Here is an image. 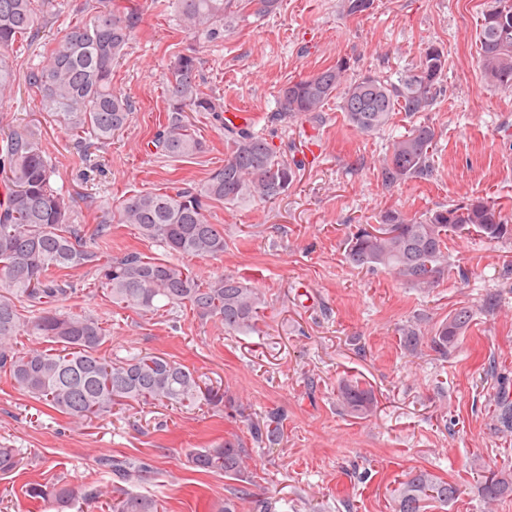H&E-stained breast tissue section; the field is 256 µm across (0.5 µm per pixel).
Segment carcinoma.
Wrapping results in <instances>:
<instances>
[{"mask_svg": "<svg viewBox=\"0 0 512 512\" xmlns=\"http://www.w3.org/2000/svg\"><path fill=\"white\" fill-rule=\"evenodd\" d=\"M260 19L275 13L280 0H168L179 27L209 43L224 41V31L238 18L240 2ZM51 0H0V101L12 97L15 87L14 53L30 47L40 15ZM138 9L105 5L88 21L73 24L47 50L43 60L27 72L29 90L39 97L40 109L52 112L75 137L79 159L112 141L130 121L133 105L112 87V68L122 58L139 23ZM478 66L485 78L512 89V0H491L482 13L478 32ZM446 57L436 46L426 47L419 64L401 72L395 81L374 73L356 78L340 59L322 71L290 81L279 90L276 117L315 119L333 97L349 126L361 133L378 132L393 115L425 111L441 91ZM201 62L193 54H178L167 75V120L150 144L156 154L174 160L193 159L206 151L191 131L190 112H209L224 125V164L211 170L201 183L175 194L140 191L124 196L112 207L119 224H129L144 240L158 242L170 257L158 258L131 251L120 258L96 253L82 244L81 229L73 224V198L57 185L58 168L27 130L10 126L0 137V373L13 388L38 403L81 424L112 414L117 405L162 403L192 407L204 402L224 403V394L202 388L201 377L188 366L161 355L134 354L114 359L102 353L107 329L85 311L63 310L73 293L67 272L89 267L97 286L112 305L141 315L171 309H190L202 319L221 323L226 331L256 329L266 307L264 293L232 275H199L186 259L217 258L224 254V225L208 217L213 203L269 202L285 195L301 170L302 161L284 159L267 139L250 127H240L222 116L218 98L201 89ZM436 147L429 125H418L394 138L383 159V184L391 187L425 175ZM475 230L491 240L512 238V224L495 203L469 199L436 210L422 218L390 209L380 224H360L345 245V259L354 268L382 269L393 278L418 288H429L443 271L448 235ZM34 309L25 316L21 308ZM472 312L461 307L442 321L431 336L432 349L444 356L467 329ZM36 336L47 344L27 346L21 338ZM405 350L414 354L421 332L414 325L399 329ZM347 412L365 417L377 401L356 378L338 385ZM281 415L268 414L250 423L256 443L274 442ZM194 466L242 483L252 482L251 453L236 435L212 448H193ZM23 465L14 448L0 446V476H10ZM105 466L122 479L146 470H132L118 459ZM482 494L493 502L512 493V479L490 472ZM35 501L54 512H71L77 500L95 503L109 491L89 486L79 494L60 481L33 484L25 489ZM455 485L426 470L410 473L398 490L399 512H421L428 499L448 502ZM269 512L266 500L254 498L245 487L211 505L210 512ZM112 512H161L153 495L125 491L113 499Z\"/></svg>", "mask_w": 512, "mask_h": 512, "instance_id": "carcinoma-1", "label": "carcinoma"}]
</instances>
